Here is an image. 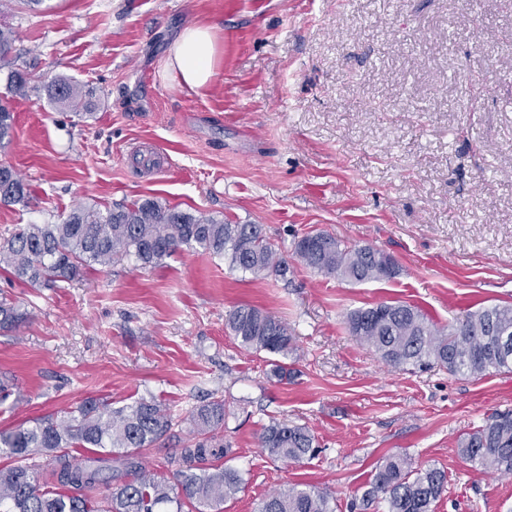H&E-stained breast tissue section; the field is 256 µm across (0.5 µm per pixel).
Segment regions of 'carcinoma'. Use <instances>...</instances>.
Instances as JSON below:
<instances>
[{
	"label": "carcinoma",
	"mask_w": 512,
	"mask_h": 512,
	"mask_svg": "<svg viewBox=\"0 0 512 512\" xmlns=\"http://www.w3.org/2000/svg\"><path fill=\"white\" fill-rule=\"evenodd\" d=\"M32 74L10 69L0 92V147L11 141L12 103L27 95ZM49 100L81 114L91 108L81 86L69 79L46 85ZM28 200L26 184L12 163L0 159V203ZM222 256L229 267L256 278L286 277L288 262L262 224H229L193 215L158 201L145 200L110 207L79 206L60 224H25L0 244V270L43 288L73 280L97 266L123 258L156 266L181 247ZM302 264L324 276L352 283L389 280L398 267L385 269L365 248L348 246L335 237L306 234L294 246ZM28 313L0 300V329L26 321ZM349 334L395 369L439 366L454 376L480 379L512 372V351L504 353L500 335L512 337V305L468 310L439 327L417 307L380 302L352 311ZM239 347L284 357L294 350L288 324L252 306H240L227 318ZM226 409L219 397L190 414L189 438L181 440L180 467L169 479L142 462L141 451L168 437L177 424L173 411L154 399L122 407L87 398L58 415L51 413L0 431V512H181L189 501L194 512H223L224 502L241 491L244 479L236 469L216 461L233 452L224 440ZM260 447L275 459L300 463L315 455L316 437L305 426L273 420L264 426ZM463 458L494 473L512 474V413L496 414L459 442ZM83 451L76 458L72 450ZM50 480H44V473ZM104 488L98 499L92 493ZM448 490V474L437 467H416L410 458L391 454L376 466L361 502L385 512H433ZM256 512H335L332 496L317 487L292 484L260 501Z\"/></svg>",
	"instance_id": "carcinoma-1"
}]
</instances>
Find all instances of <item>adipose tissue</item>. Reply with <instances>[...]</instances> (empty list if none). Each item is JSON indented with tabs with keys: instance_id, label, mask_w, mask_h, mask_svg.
<instances>
[{
	"instance_id": "adipose-tissue-1",
	"label": "adipose tissue",
	"mask_w": 512,
	"mask_h": 512,
	"mask_svg": "<svg viewBox=\"0 0 512 512\" xmlns=\"http://www.w3.org/2000/svg\"><path fill=\"white\" fill-rule=\"evenodd\" d=\"M216 28L197 25L185 28L174 44L166 71L179 85L191 90L212 82L218 62Z\"/></svg>"
}]
</instances>
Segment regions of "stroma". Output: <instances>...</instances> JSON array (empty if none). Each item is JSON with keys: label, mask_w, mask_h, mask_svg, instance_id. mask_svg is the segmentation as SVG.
<instances>
[{"label": "stroma", "mask_w": 512, "mask_h": 512, "mask_svg": "<svg viewBox=\"0 0 512 512\" xmlns=\"http://www.w3.org/2000/svg\"><path fill=\"white\" fill-rule=\"evenodd\" d=\"M0 24L35 86L13 104L4 152L30 199L0 204V242L80 204L156 199L265 225L289 266L256 279L184 247L54 288L0 271V296L29 312L0 331V371L15 378L0 429L89 397L152 398L182 420L142 452L169 477L188 416L215 394L235 446L224 463L245 481L224 512H253L291 484L349 512L391 453L447 471L435 512H512V476L458 451L464 433L512 411V373L394 369L345 324L383 301L440 325L512 305V0H14ZM196 24L216 26L220 48L198 92L164 77L176 35ZM59 77L84 87L92 117L49 103L44 85ZM310 231L382 250L400 272L364 284L315 273L293 253ZM240 305L288 324L291 380L229 333ZM274 419L312 430L317 455L271 459L258 436Z\"/></svg>", "instance_id": "stroma-1"}]
</instances>
